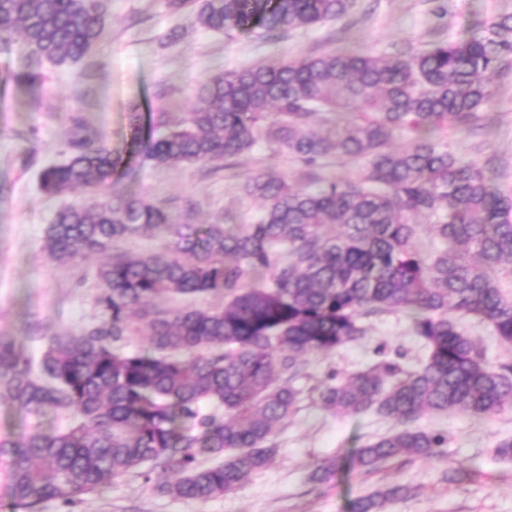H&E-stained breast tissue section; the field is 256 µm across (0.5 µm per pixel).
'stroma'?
<instances>
[{
	"label": "stroma",
	"mask_w": 512,
	"mask_h": 512,
	"mask_svg": "<svg viewBox=\"0 0 512 512\" xmlns=\"http://www.w3.org/2000/svg\"><path fill=\"white\" fill-rule=\"evenodd\" d=\"M109 8L112 26L92 52L70 66L45 64L39 86L14 79L24 67L19 39L0 43V335L29 352L38 349L29 338L33 322L76 332L100 316L95 272L103 256L52 261L44 251L45 231L57 208L85 198L81 190L48 197L39 187L41 169L69 154L72 116H80L114 154L135 167L129 191L176 215L192 203L188 223L198 230L216 221L249 224L259 203L242 193L241 184L260 172L301 181L299 163L259 145L228 164L143 167L131 155L132 110L185 115L196 87L219 68L352 48L378 54L421 51L433 41L466 35L476 22L512 13V0H357L340 21L269 40L193 27L187 15L170 12L165 0H109ZM493 88L482 109L483 129L451 130L444 142L466 161L494 164L498 184L512 192V76L494 79ZM383 350L402 352L409 367L425 356L401 314L373 320L359 342L310 355L306 375L297 382L302 391L298 409L276 430L274 461L235 493L206 502L174 499L153 492L131 473L85 496L74 512H350L357 497L393 485L410 486L414 494L391 504L389 512H512V461L494 457L496 443L512 438V410L482 419L425 415L421 426L448 434L444 456H405L370 473L334 469L322 482L310 481L318 465L391 430V422L372 412L333 414L311 394L329 372L361 370L379 361ZM450 469L465 471V478L444 482Z\"/></svg>",
	"instance_id": "obj_1"
}]
</instances>
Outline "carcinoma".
Segmentation results:
<instances>
[{
  "label": "carcinoma",
  "mask_w": 512,
  "mask_h": 512,
  "mask_svg": "<svg viewBox=\"0 0 512 512\" xmlns=\"http://www.w3.org/2000/svg\"><path fill=\"white\" fill-rule=\"evenodd\" d=\"M166 5L231 36L337 21L356 0ZM111 26L107 0H0V40L17 35L25 50L20 84H41L48 56L59 67L81 61ZM509 69L512 15L421 53L338 50L221 70L199 85L184 118L159 112L146 136L131 113L138 156L154 167L236 158L263 142L305 168L303 186L265 174L243 183L261 202L254 223L209 224L188 236L164 208L113 180L121 158L74 120L70 157L42 169L40 188L60 196L79 187L93 202L58 210L45 248L59 260L109 255L96 272L103 318L77 333L34 324L35 356L0 336V404L68 419L63 430L0 436V500L12 512H38L49 499L73 507L142 466L160 495L206 502L231 494L272 462L274 431L297 410L308 356L365 338L384 314L409 319L426 351L420 366H405L398 353L333 371L311 389L338 414L374 412L393 423L347 463L371 472L404 455L437 456L448 434L418 425L428 413L512 409V362L491 361L448 319L452 309L512 344V297L499 286L512 266V195L437 137L475 126L493 96L486 75ZM343 157L364 159L356 176L318 175ZM421 224L438 241L428 253L416 243ZM147 232L179 241L170 251L124 248ZM174 296L221 305L164 306ZM136 320L148 333L126 351ZM407 494L378 489L350 512H387Z\"/></svg>",
  "instance_id": "cac0c4a2"
}]
</instances>
